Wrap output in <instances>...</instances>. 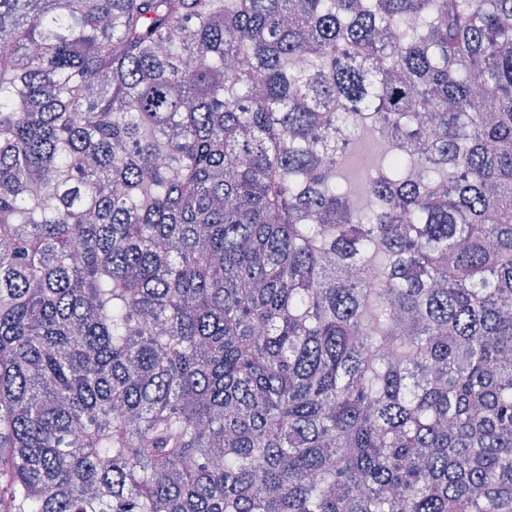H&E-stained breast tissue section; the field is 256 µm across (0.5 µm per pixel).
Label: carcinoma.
<instances>
[{"label":"carcinoma","instance_id":"cac0c4a2","mask_svg":"<svg viewBox=\"0 0 512 512\" xmlns=\"http://www.w3.org/2000/svg\"><path fill=\"white\" fill-rule=\"evenodd\" d=\"M0 244V512H512V0H0ZM380 153L376 141L368 134L365 135L356 148L348 152L343 175L352 186L363 190L366 174L376 165Z\"/></svg>","mask_w":512,"mask_h":512}]
</instances>
